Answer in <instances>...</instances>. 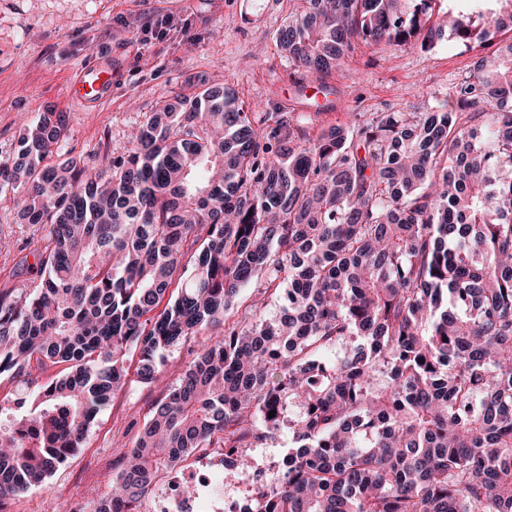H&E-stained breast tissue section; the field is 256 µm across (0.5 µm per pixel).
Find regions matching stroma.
I'll list each match as a JSON object with an SVG mask.
<instances>
[{"instance_id": "stroma-1", "label": "stroma", "mask_w": 512, "mask_h": 512, "mask_svg": "<svg viewBox=\"0 0 512 512\" xmlns=\"http://www.w3.org/2000/svg\"><path fill=\"white\" fill-rule=\"evenodd\" d=\"M295 0H0V162L13 154L20 116L53 110L69 121L63 150L96 166L125 155L128 130L197 79L232 88L249 109L301 113L312 101L278 51L274 35ZM475 51L451 38L436 50L359 46L343 71L327 80L330 96L315 125L354 112H428L448 86L471 80ZM91 65L112 71V90L95 103L68 90ZM12 196L0 197V289L26 288L20 261L40 247L39 227L16 221ZM203 343L194 338L164 355L162 381L129 383L116 392L87 444L45 486L14 501L12 512H64L111 481L116 434L142 420Z\"/></svg>"}]
</instances>
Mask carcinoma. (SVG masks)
Listing matches in <instances>:
<instances>
[{
	"label": "carcinoma",
	"mask_w": 512,
	"mask_h": 512,
	"mask_svg": "<svg viewBox=\"0 0 512 512\" xmlns=\"http://www.w3.org/2000/svg\"><path fill=\"white\" fill-rule=\"evenodd\" d=\"M275 44L325 83L359 44L477 52L430 112L355 113L310 135L200 82L97 171L62 157L67 115L23 123L0 190L43 245L0 290V512L44 485L115 391L159 380L96 512H143L160 475L224 449L242 512H512V0H299ZM252 289L246 298L240 290ZM277 298L280 312L262 316ZM274 417H268L269 412ZM288 431L278 469L257 448Z\"/></svg>",
	"instance_id": "carcinoma-1"
}]
</instances>
